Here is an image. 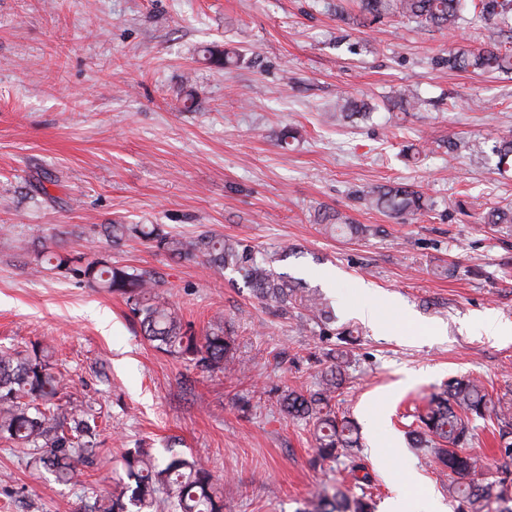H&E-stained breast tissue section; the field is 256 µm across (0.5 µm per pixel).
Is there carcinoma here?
I'll return each instance as SVG.
<instances>
[{
	"instance_id": "carcinoma-1",
	"label": "carcinoma",
	"mask_w": 512,
	"mask_h": 512,
	"mask_svg": "<svg viewBox=\"0 0 512 512\" xmlns=\"http://www.w3.org/2000/svg\"><path fill=\"white\" fill-rule=\"evenodd\" d=\"M358 14L350 16L340 5L336 14L343 20L373 23L396 16L421 27L452 29L461 23L487 32L483 47L461 45L448 50L441 60L456 72L495 73L512 71V0H353ZM369 104L350 96L336 98V119L367 113ZM498 169H512V136L497 145ZM367 205L386 216L406 219L433 209L422 192L403 182L371 187L364 193ZM325 231L357 236L363 229L346 222L340 214L322 217ZM488 224H512V207L490 209ZM114 245L130 237L151 241L170 255L206 258L214 270H233L262 299L286 309L295 299L314 318L326 322L330 311L325 298L317 293L297 296L288 276L278 273L270 262L260 259L253 247L238 240L202 234L192 241L168 234L154 224H111L105 228ZM77 277L126 296L141 328L156 347L195 361L206 369H222L234 362V340L219 327L198 340L156 292L155 278L148 270L112 265L98 260L70 268ZM336 362L321 372L317 389L304 395L289 390L280 397L283 411L291 419L316 417L317 456L334 459L358 446L353 421L338 419L331 401L344 381L343 364ZM66 380L55 371L47 348L34 342L25 352L0 350V439L21 449L31 448L29 464L37 472H50L64 483L78 480L80 465L90 463L93 439L98 425L78 406L61 403ZM496 422L498 452L512 460V407L496 405L482 385L471 379L454 378L428 401L423 412L414 415L408 435L416 448H426L442 469L448 471V497L457 502V512H512V469H501L499 479L482 483L475 479L482 456L463 448L474 440V422ZM127 481L97 505V512H224V493L205 465L184 456L158 461L143 448L125 459ZM371 497H350L338 489L333 495L320 490L300 512H374Z\"/></svg>"
}]
</instances>
